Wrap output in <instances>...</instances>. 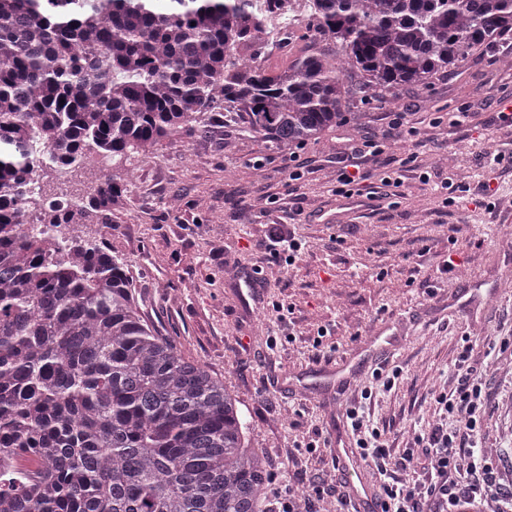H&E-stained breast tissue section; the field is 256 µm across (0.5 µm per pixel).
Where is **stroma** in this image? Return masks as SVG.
Instances as JSON below:
<instances>
[{"instance_id":"35a3bbf8","label":"stroma","mask_w":512,"mask_h":512,"mask_svg":"<svg viewBox=\"0 0 512 512\" xmlns=\"http://www.w3.org/2000/svg\"><path fill=\"white\" fill-rule=\"evenodd\" d=\"M511 54L512 40L496 44L385 101L351 77L358 91L348 109L360 113L359 127L338 124L291 150L249 132L238 113L215 110L203 126L163 139L154 157L132 160L136 176L110 226L87 224L127 260L148 321L239 398L252 444L268 458V498L289 487L309 493L315 512H338L353 474L336 451L357 439L345 406L372 390L371 424L402 454L415 431L443 422L435 398L453 386L467 338L489 359L480 436L493 463L512 469V356L489 355L486 345L512 336V163L489 161L507 140L499 115L512 113V67L502 62ZM397 112L416 122L467 113L416 160L431 179L464 176L451 205L416 181L403 196L365 197L354 208L332 195L337 162L353 147L384 140V153L362 167L374 187L407 152L412 134L393 126ZM295 167L302 177L292 181ZM486 185L504 212L487 211ZM274 194L296 212L285 227L301 245L291 264L269 258L277 214L265 198ZM174 196L177 211L168 207ZM376 336L399 345L386 364L400 371L391 390L368 373L342 391L309 379Z\"/></svg>"}]
</instances>
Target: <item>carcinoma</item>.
I'll list each match as a JSON object with an SVG mask.
<instances>
[{"instance_id": "carcinoma-1", "label": "carcinoma", "mask_w": 512, "mask_h": 512, "mask_svg": "<svg viewBox=\"0 0 512 512\" xmlns=\"http://www.w3.org/2000/svg\"><path fill=\"white\" fill-rule=\"evenodd\" d=\"M286 2L0 0V512H266L237 396L144 319L83 204L34 229L18 188L105 153L107 224L131 159L217 108L286 148L346 119L348 73L425 85L512 32V0H306L299 36L336 49L274 75Z\"/></svg>"}]
</instances>
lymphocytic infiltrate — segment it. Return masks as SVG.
<instances>
[{"mask_svg":"<svg viewBox=\"0 0 512 512\" xmlns=\"http://www.w3.org/2000/svg\"><path fill=\"white\" fill-rule=\"evenodd\" d=\"M383 152V146L375 141L355 147L346 167L337 172L336 195H360L357 169ZM470 358V347H463L457 355L460 372L454 387L436 398L452 418L453 427L440 424L419 438L429 460L426 468L418 467L409 449L398 469L389 470L391 453L386 439L376 430L362 434L359 405L347 407L345 415L359 434L360 458L384 478L377 500L380 512H512V494H503L502 473L477 438L486 404L485 371L471 365Z\"/></svg>","mask_w":512,"mask_h":512,"instance_id":"lymphocytic-infiltrate-1","label":"lymphocytic infiltrate"}]
</instances>
